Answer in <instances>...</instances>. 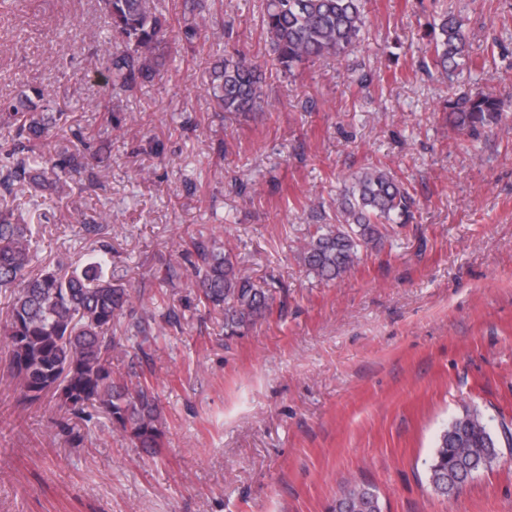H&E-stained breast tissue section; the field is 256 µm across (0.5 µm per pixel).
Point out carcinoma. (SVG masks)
I'll list each match as a JSON object with an SVG mask.
<instances>
[{
    "mask_svg": "<svg viewBox=\"0 0 512 512\" xmlns=\"http://www.w3.org/2000/svg\"><path fill=\"white\" fill-rule=\"evenodd\" d=\"M109 19L107 38L116 48L102 57L104 84L126 92L152 82L163 66L158 54L168 40L193 44L216 28L204 15L206 0H185L195 20L174 29L152 0H99ZM262 29L281 69L288 75L306 63L338 58L359 39L366 25L364 0H264ZM473 34L457 15H433L429 33L431 64L448 79L463 70ZM265 77L238 49L224 50L211 63L208 91L218 114L242 115L264 108ZM26 93L0 102L13 120L11 144L0 149V290L10 293L9 320L0 325L9 349L8 369L21 397L33 404L50 396L77 419L100 410L112 431L133 448L164 446L165 418L157 386L142 372L125 379L112 374V358L142 364L159 349L164 327L149 309H136L132 289L112 276V246L103 244L81 267L67 255L35 273L39 231L21 224L6 196L20 176L36 188H58L85 167L80 149L55 160L36 152L54 129H63L67 113L49 107L34 111ZM448 122L458 131L493 132L503 101L482 91L448 97ZM414 204L409 190L389 171L366 167L344 181L336 197L342 223L305 239L298 259L326 282L343 279L362 251L381 247L391 224H405ZM109 215L100 213L81 225L86 235L106 233ZM191 269L166 264L162 281L194 280L203 307L224 313V334L239 336L273 314L275 292L258 286L232 250L213 237H194ZM473 410L451 419L440 432L428 463L429 482L443 497L457 496L462 485L491 467L501 439ZM331 512H382L375 488L362 485L341 495Z\"/></svg>",
    "mask_w": 512,
    "mask_h": 512,
    "instance_id": "carcinoma-1",
    "label": "carcinoma"
}]
</instances>
